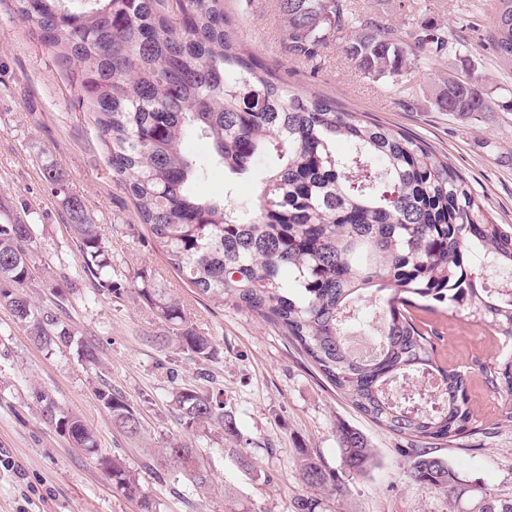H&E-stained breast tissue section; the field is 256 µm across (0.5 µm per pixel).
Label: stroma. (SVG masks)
Wrapping results in <instances>:
<instances>
[{
	"mask_svg": "<svg viewBox=\"0 0 512 512\" xmlns=\"http://www.w3.org/2000/svg\"><path fill=\"white\" fill-rule=\"evenodd\" d=\"M353 3L357 14L402 32L423 24L447 30V53L421 63L409 96L364 78L339 42L323 49L317 62L292 59L278 0H225V7L237 20L241 42L290 85L336 98L426 141L466 177L499 222L512 224V112L449 114L430 96L442 79L467 74L482 79L494 99L512 93V66L488 48L492 0ZM50 163L65 171L70 191L82 198L108 243L117 293H99L82 272L73 231L43 175ZM0 205L37 228L33 300L48 304L65 291L67 321L100 359L99 366H89L72 350L37 345L0 304V512H140L45 420L35 398L39 389L95 431L102 453L125 460L151 491L157 512H292L295 498L307 491L298 466L305 451L336 473L341 491L328 500L329 512H472L478 491L512 498V425L493 438L476 435L440 449L467 487L456 509H449L442 492L408 478L404 442L355 411L287 336L248 312L198 295L183 281L113 181L91 113L79 105L71 77L32 37L15 0H0ZM139 272L181 300L217 348L215 359L198 362L167 342V326L133 289ZM413 317L439 333L438 363L467 373L475 420L495 422L505 397L485 385L478 364L501 357L502 337L462 309H417ZM101 379L134 404L145 425L140 437H127L113 425L93 392ZM197 384L235 415L241 439L185 429L172 398L178 388ZM343 424L364 433L375 450L377 465L366 474L349 475L341 465L336 429ZM172 439L201 451L214 491L198 495L186 488L177 496L158 482L155 451ZM241 453L251 467L238 464Z\"/></svg>",
	"mask_w": 512,
	"mask_h": 512,
	"instance_id": "35a3bbf8",
	"label": "stroma"
}]
</instances>
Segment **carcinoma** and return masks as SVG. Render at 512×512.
Listing matches in <instances>:
<instances>
[{
    "mask_svg": "<svg viewBox=\"0 0 512 512\" xmlns=\"http://www.w3.org/2000/svg\"><path fill=\"white\" fill-rule=\"evenodd\" d=\"M288 52L313 61L332 42L366 78L407 91L413 65L448 50L443 29L401 34L356 16L351 0H278ZM18 12L59 67L76 83L79 104L94 114L112 174L131 198L140 223L165 250L169 264L197 294L269 322L288 336L360 414L406 442L409 478L443 492L456 505L466 488L436 449L478 433L468 376L435 359L428 331L411 309L457 307L512 340V286L493 290L484 262L512 272V225L498 224L467 180L423 140L394 130L365 112L320 93L299 90L246 51L224 0H17ZM490 49L512 65V0H496ZM441 112L478 117L491 111L488 91L469 75L450 76L434 100ZM188 138L210 144L197 157ZM344 141L348 151L338 152ZM224 169V195H199L207 170ZM75 233L82 271L98 291L113 293L112 256L82 200L69 193L65 173L44 168ZM254 179V202L237 198ZM36 225L0 218V301L46 348L74 349L97 365L93 346L61 316L66 297L31 302ZM140 301L169 326L192 357L215 354L184 306L137 274ZM354 327L375 329V354L353 353ZM486 386L510 397L500 418L512 423V361H484ZM417 377L429 388L401 398L392 385ZM112 424L131 437L141 418L106 381L95 387ZM48 422L95 460L140 512L156 501L119 456L102 454L97 436L65 413L48 393L38 395ZM174 403L186 428L239 438L235 417L201 389L180 388ZM342 466L364 474L376 464L367 436L337 428ZM191 488L206 492L211 476L199 450L181 441L161 450ZM301 479L310 493L294 512H323L336 494L335 473L302 453ZM473 512H512V499L482 494Z\"/></svg>",
    "mask_w": 512,
    "mask_h": 512,
    "instance_id": "cac0c4a2",
    "label": "carcinoma"
}]
</instances>
